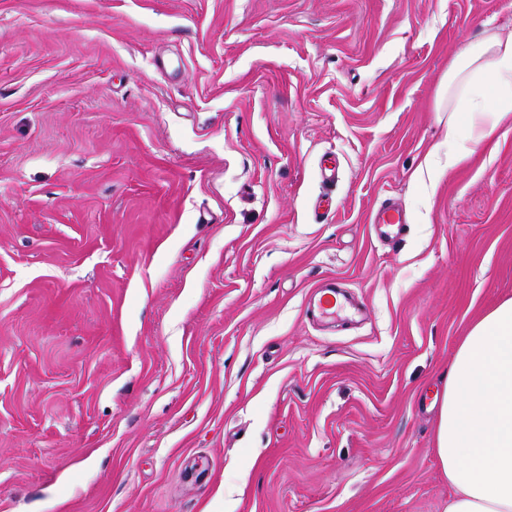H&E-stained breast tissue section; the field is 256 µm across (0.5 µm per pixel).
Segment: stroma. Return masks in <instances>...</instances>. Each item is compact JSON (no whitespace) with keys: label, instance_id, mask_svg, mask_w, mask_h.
I'll list each match as a JSON object with an SVG mask.
<instances>
[{"label":"stroma","instance_id":"stroma-1","mask_svg":"<svg viewBox=\"0 0 512 512\" xmlns=\"http://www.w3.org/2000/svg\"><path fill=\"white\" fill-rule=\"evenodd\" d=\"M489 30L512 0H0V512H444L512 122L416 172ZM331 276L363 316H306ZM371 224L377 238H393L398 235L400 228L406 224L400 210L380 209L372 218Z\"/></svg>","mask_w":512,"mask_h":512}]
</instances>
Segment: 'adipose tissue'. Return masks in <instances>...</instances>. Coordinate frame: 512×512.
Wrapping results in <instances>:
<instances>
[{"mask_svg":"<svg viewBox=\"0 0 512 512\" xmlns=\"http://www.w3.org/2000/svg\"><path fill=\"white\" fill-rule=\"evenodd\" d=\"M443 90L453 166L512 114V37L488 34L464 46ZM436 455L455 489L447 512H512V299L459 344L441 399Z\"/></svg>","mask_w":512,"mask_h":512,"instance_id":"obj_1","label":"adipose tissue"}]
</instances>
